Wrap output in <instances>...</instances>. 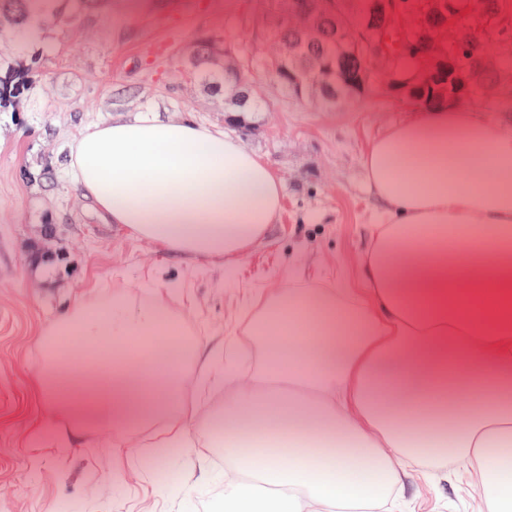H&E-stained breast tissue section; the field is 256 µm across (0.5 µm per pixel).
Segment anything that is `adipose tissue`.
Listing matches in <instances>:
<instances>
[{
    "mask_svg": "<svg viewBox=\"0 0 512 512\" xmlns=\"http://www.w3.org/2000/svg\"><path fill=\"white\" fill-rule=\"evenodd\" d=\"M68 170L109 223L169 252L233 266L282 210L279 179L223 128L152 111L88 125ZM384 201L357 289L272 293L252 333L270 351L204 421L178 406L191 341L152 298L76 301L44 340L39 383L75 427L138 432L224 452V512H382L420 469L475 477L490 512L512 507V132L444 102L389 128L362 158ZM96 358L86 378L70 340Z\"/></svg>",
    "mask_w": 512,
    "mask_h": 512,
    "instance_id": "adipose-tissue-1",
    "label": "adipose tissue"
}]
</instances>
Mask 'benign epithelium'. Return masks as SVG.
Masks as SVG:
<instances>
[{
  "instance_id": "obj_1",
  "label": "benign epithelium",
  "mask_w": 512,
  "mask_h": 512,
  "mask_svg": "<svg viewBox=\"0 0 512 512\" xmlns=\"http://www.w3.org/2000/svg\"><path fill=\"white\" fill-rule=\"evenodd\" d=\"M398 5L399 0H367V8L376 21L392 18L398 13ZM327 9L326 0H283L280 11L268 20V25L279 32L297 29L300 37L313 45L321 40L322 15ZM450 15H455L453 0H435L423 19V37L434 41L446 30ZM382 57V49L377 48L365 55L361 67L352 71L337 60L327 61L310 52L290 65L281 66L275 71V76L279 83L293 85L310 98L321 96L353 101L375 83ZM424 73L423 78H414L406 84L392 83L390 88L416 102L420 101L426 88L434 90L450 103L477 91L465 69L458 68L450 73L444 61L424 70ZM246 84L247 81L242 78L224 83V91L230 94L229 101L236 112L250 111V94L245 90Z\"/></svg>"
}]
</instances>
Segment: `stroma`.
<instances>
[{
    "mask_svg": "<svg viewBox=\"0 0 512 512\" xmlns=\"http://www.w3.org/2000/svg\"><path fill=\"white\" fill-rule=\"evenodd\" d=\"M497 5V16L467 12L459 23L512 72V0ZM256 8V0H59L36 44L0 27V71L25 65L30 84L17 111L0 112V512H222L218 450L177 448L155 468L168 425H150L133 446L122 431L59 420L38 377L44 336L75 297L115 292L138 303L151 295L179 313L191 338L215 349L187 367L184 411L202 420L223 406L216 372L239 364L253 341L248 323L270 293L358 287L367 227L387 210L366 187L361 160L414 106L379 89L357 104L292 94L272 77L271 38ZM205 40L231 46L261 88L245 124L230 121L214 78L201 73ZM143 111L224 126L282 182L276 224L233 272L107 223L68 175L80 127ZM38 419L53 427L35 444ZM405 510L486 505L472 487H439L425 473L407 486Z\"/></svg>",
    "mask_w": 512,
    "mask_h": 512,
    "instance_id": "1",
    "label": "stroma"
}]
</instances>
